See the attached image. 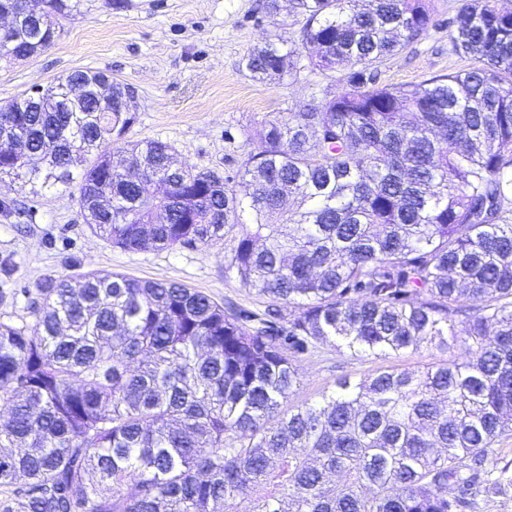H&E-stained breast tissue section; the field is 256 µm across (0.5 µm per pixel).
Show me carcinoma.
Here are the masks:
<instances>
[{
    "mask_svg": "<svg viewBox=\"0 0 512 512\" xmlns=\"http://www.w3.org/2000/svg\"><path fill=\"white\" fill-rule=\"evenodd\" d=\"M82 0H46L39 41ZM301 42L255 45L250 76L329 78L263 122L238 172L174 166L162 140L119 144L112 95L89 112L0 105V176L79 173V214L127 251L230 239L224 272L255 312L121 273L35 284L33 328L0 322V487L18 512H468L506 491L494 444L512 428V9L462 0L448 22L464 71L377 82L424 39L427 0H290ZM106 74L51 83L86 99ZM171 185L155 195L158 182ZM464 359L376 369L314 403L296 358L422 347Z\"/></svg>",
    "mask_w": 512,
    "mask_h": 512,
    "instance_id": "1",
    "label": "carcinoma"
}]
</instances>
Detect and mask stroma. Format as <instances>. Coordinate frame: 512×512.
Returning a JSON list of instances; mask_svg holds the SVG:
<instances>
[{
    "instance_id": "1",
    "label": "stroma",
    "mask_w": 512,
    "mask_h": 512,
    "mask_svg": "<svg viewBox=\"0 0 512 512\" xmlns=\"http://www.w3.org/2000/svg\"><path fill=\"white\" fill-rule=\"evenodd\" d=\"M63 20L55 43L28 59L0 60V103L75 70L101 71L132 86L137 109L124 139L170 143L175 158L197 171L237 176L256 127L289 112L324 86L301 73L274 82L253 80L244 59L273 37L298 39L302 27L289 8L267 14L264 0H82ZM426 39L378 64L381 84H413L467 68L452 51L448 22L460 0H430ZM77 185L46 188L7 176L0 180V321L33 326L34 285L47 277L95 270L140 280L172 281L252 309L256 298L224 274L227 245L127 251L83 223ZM423 348L379 360L348 349L320 347L299 355L301 386L292 404L320 400L340 380H359L382 366L417 370L449 358Z\"/></svg>"
}]
</instances>
